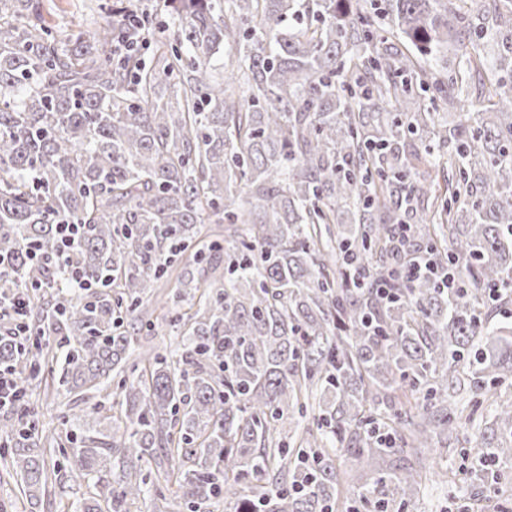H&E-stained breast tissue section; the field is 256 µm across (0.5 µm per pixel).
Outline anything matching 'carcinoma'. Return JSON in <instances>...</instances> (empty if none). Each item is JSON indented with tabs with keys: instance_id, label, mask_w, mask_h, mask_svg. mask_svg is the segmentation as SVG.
I'll return each instance as SVG.
<instances>
[{
	"instance_id": "1",
	"label": "carcinoma",
	"mask_w": 512,
	"mask_h": 512,
	"mask_svg": "<svg viewBox=\"0 0 512 512\" xmlns=\"http://www.w3.org/2000/svg\"><path fill=\"white\" fill-rule=\"evenodd\" d=\"M44 10L0 0V295L30 289L40 339L0 336L23 397L0 466L28 500L79 479L62 512H165L171 485L190 512H334L349 455L361 501L405 512L477 407L460 474L512 484V0H121L64 33ZM142 11L151 65L113 62ZM56 224L99 288L66 284ZM201 224L230 246L193 259L228 276L181 280L178 347L142 352L145 290ZM415 251L461 287L400 276ZM50 364L56 396L99 397L63 435L29 424ZM59 258L69 255L81 241L84 227L81 224H56Z\"/></svg>"
}]
</instances>
